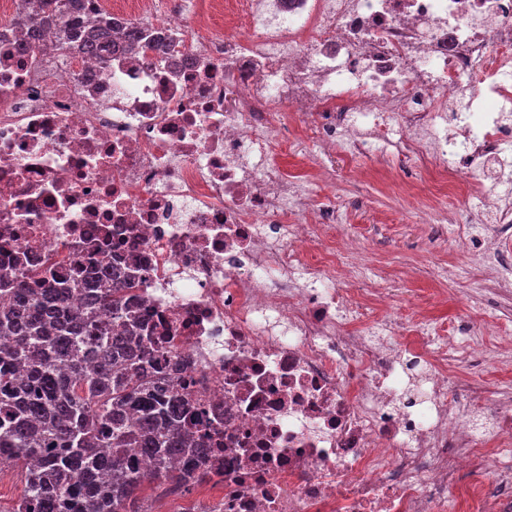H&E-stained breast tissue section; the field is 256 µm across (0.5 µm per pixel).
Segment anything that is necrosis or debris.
Wrapping results in <instances>:
<instances>
[{"label": "necrosis or debris", "mask_w": 512, "mask_h": 512, "mask_svg": "<svg viewBox=\"0 0 512 512\" xmlns=\"http://www.w3.org/2000/svg\"><path fill=\"white\" fill-rule=\"evenodd\" d=\"M127 2L166 54L102 63L50 31L26 51L0 0V274L129 261L164 377L210 423L202 512H512L493 493L512 489V401L451 367L486 349L386 318L381 282L352 287L361 256L324 237L342 209L302 190L324 168L278 157L292 138L401 157L409 190L483 200L499 231L476 252L511 288L512 0ZM357 324L431 356L420 408L397 403L398 350ZM485 469L491 485H461Z\"/></svg>", "instance_id": "1"}]
</instances>
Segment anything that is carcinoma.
Wrapping results in <instances>:
<instances>
[{
    "label": "carcinoma",
    "instance_id": "obj_1",
    "mask_svg": "<svg viewBox=\"0 0 512 512\" xmlns=\"http://www.w3.org/2000/svg\"><path fill=\"white\" fill-rule=\"evenodd\" d=\"M94 2L19 0L26 47L60 25L67 43L107 58L112 14L83 21ZM134 284L114 266L91 283L80 263L0 277V462L23 467L26 483L14 512H142L145 483L187 489L206 476V424L162 386L128 305Z\"/></svg>",
    "mask_w": 512,
    "mask_h": 512
}]
</instances>
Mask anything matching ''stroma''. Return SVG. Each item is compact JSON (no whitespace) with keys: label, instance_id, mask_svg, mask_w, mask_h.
I'll return each instance as SVG.
<instances>
[{"label":"stroma","instance_id":"1","mask_svg":"<svg viewBox=\"0 0 512 512\" xmlns=\"http://www.w3.org/2000/svg\"><path fill=\"white\" fill-rule=\"evenodd\" d=\"M369 176H354L349 161L338 160L324 191L335 192L345 207L347 220L337 225L335 237H352L372 259L371 271L392 278L397 291L401 320L414 318L421 302L433 305V314L444 322L469 325L473 336L481 335L482 319L496 314L503 335L512 336V294L502 296L485 285V275L476 261H468L463 287L446 284L440 270L454 271L453 242L435 238V227L422 223L416 210L426 204L429 193L405 197L401 188L409 175L403 161L371 165Z\"/></svg>","mask_w":512,"mask_h":512}]
</instances>
